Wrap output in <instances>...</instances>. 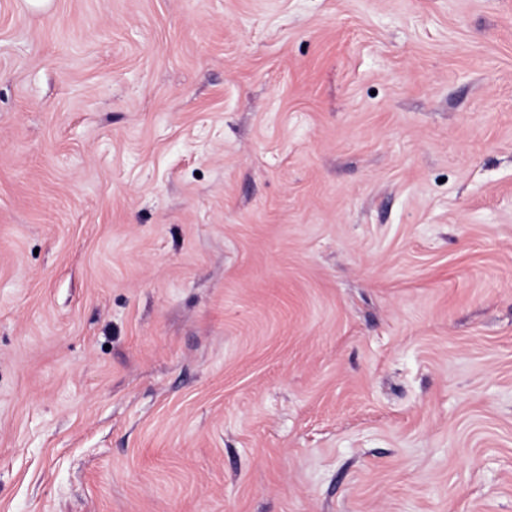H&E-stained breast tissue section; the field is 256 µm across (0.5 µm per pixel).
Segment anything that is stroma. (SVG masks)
Instances as JSON below:
<instances>
[{
    "instance_id": "obj_1",
    "label": "stroma",
    "mask_w": 512,
    "mask_h": 512,
    "mask_svg": "<svg viewBox=\"0 0 512 512\" xmlns=\"http://www.w3.org/2000/svg\"><path fill=\"white\" fill-rule=\"evenodd\" d=\"M0 512H512V0H0Z\"/></svg>"
}]
</instances>
